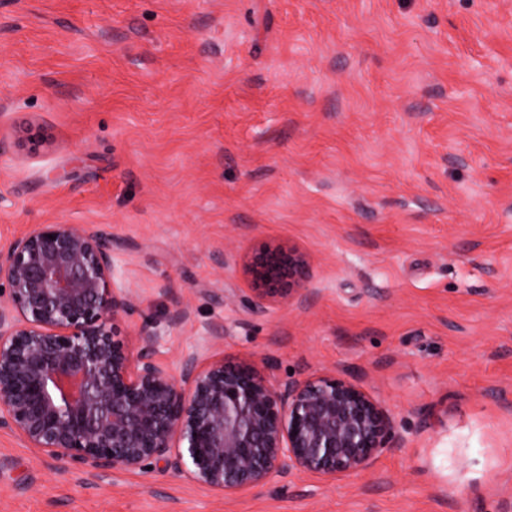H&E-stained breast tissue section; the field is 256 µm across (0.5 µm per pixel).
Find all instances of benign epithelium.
Here are the masks:
<instances>
[{"label": "benign epithelium", "mask_w": 512, "mask_h": 512, "mask_svg": "<svg viewBox=\"0 0 512 512\" xmlns=\"http://www.w3.org/2000/svg\"><path fill=\"white\" fill-rule=\"evenodd\" d=\"M243 272L262 310L305 286L308 262L262 242ZM134 306L97 231L39 224L0 249V426L54 459L113 470L162 463L223 494L291 469L354 474L384 447L387 410L349 380L279 387L246 360L198 351L172 374L156 359L159 325L121 332Z\"/></svg>", "instance_id": "obj_1"}]
</instances>
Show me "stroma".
<instances>
[{
    "label": "stroma",
    "instance_id": "35a3bbf8",
    "mask_svg": "<svg viewBox=\"0 0 512 512\" xmlns=\"http://www.w3.org/2000/svg\"><path fill=\"white\" fill-rule=\"evenodd\" d=\"M38 224L111 240L170 369L208 324L392 429L358 474L224 495L0 427V512H512V0H0V248ZM265 241L309 292L259 312ZM244 275L254 298L263 310L270 301L290 300L308 281V262L303 253L283 242H262L247 257Z\"/></svg>",
    "mask_w": 512,
    "mask_h": 512
}]
</instances>
